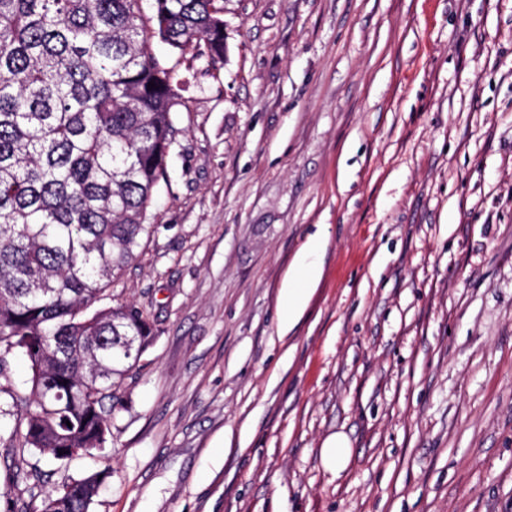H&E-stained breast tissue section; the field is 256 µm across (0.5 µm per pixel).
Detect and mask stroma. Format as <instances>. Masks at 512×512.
I'll use <instances>...</instances> for the list:
<instances>
[{"label": "stroma", "instance_id": "35a3bbf8", "mask_svg": "<svg viewBox=\"0 0 512 512\" xmlns=\"http://www.w3.org/2000/svg\"><path fill=\"white\" fill-rule=\"evenodd\" d=\"M224 34L101 300L155 330L112 440L38 466L109 470L90 512H512V0H224ZM53 487L0 447L17 512ZM323 238L308 241L294 261V273L288 276L281 291L280 322L284 332H289L302 316L309 299V291L321 278V267L312 257L325 248ZM302 279L306 288L299 285ZM322 452L326 466L339 468L346 461L350 453L346 437L340 433L330 436L325 441Z\"/></svg>", "mask_w": 512, "mask_h": 512}]
</instances>
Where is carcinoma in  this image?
Listing matches in <instances>:
<instances>
[{
    "mask_svg": "<svg viewBox=\"0 0 512 512\" xmlns=\"http://www.w3.org/2000/svg\"><path fill=\"white\" fill-rule=\"evenodd\" d=\"M142 2L0 0V378L15 358L31 370L29 392L0 387V414H20L13 468L39 482L25 454L106 447L120 382L154 339L144 310L94 308L168 182L182 78L151 41L224 61L221 0H150L148 19ZM107 477H64L32 512H89Z\"/></svg>",
    "mask_w": 512,
    "mask_h": 512,
    "instance_id": "obj_1",
    "label": "carcinoma"
}]
</instances>
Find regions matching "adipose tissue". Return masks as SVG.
<instances>
[{
    "label": "adipose tissue",
    "mask_w": 512,
    "mask_h": 512,
    "mask_svg": "<svg viewBox=\"0 0 512 512\" xmlns=\"http://www.w3.org/2000/svg\"><path fill=\"white\" fill-rule=\"evenodd\" d=\"M325 239L308 241L294 261V272L289 276L281 291L280 322L283 331H290L302 316L309 299V290L321 278V267L313 257L324 249Z\"/></svg>",
    "instance_id": "1"
}]
</instances>
